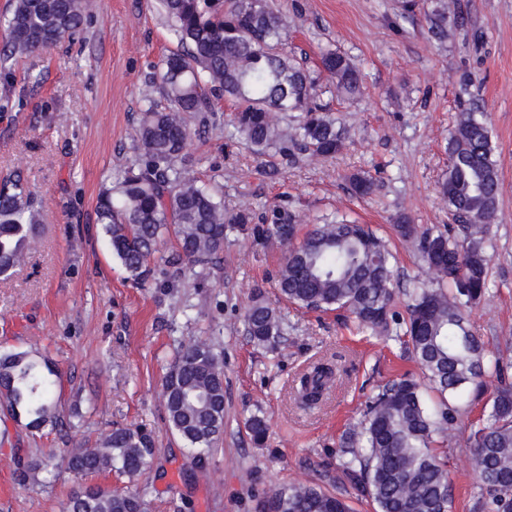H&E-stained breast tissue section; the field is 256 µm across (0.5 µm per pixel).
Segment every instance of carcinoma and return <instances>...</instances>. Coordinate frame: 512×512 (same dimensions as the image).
<instances>
[{"mask_svg":"<svg viewBox=\"0 0 512 512\" xmlns=\"http://www.w3.org/2000/svg\"><path fill=\"white\" fill-rule=\"evenodd\" d=\"M176 48L162 60L157 104L148 106L138 127V156L106 188L96 205L112 256L136 285L148 282L157 257L178 279L196 278L215 265L230 232L256 243L286 247L276 278L282 298L315 312L344 310L358 330L385 336L418 364L424 381L408 374L385 383L365 404L361 426L342 435L338 470L377 512H450L451 489L445 457L437 446L460 429L465 399L488 407L486 418L469 424L480 494L474 512H512V382L503 358L490 353L469 328L466 311L490 290L487 242L499 214L500 172L487 114L471 94L448 131V169L439 193L454 223L421 228L406 217L396 236L420 255L428 274L423 287L395 288L393 254L369 225L340 211L298 237V215L285 206L260 215L229 212L223 193L193 174L187 146L212 124L215 100L234 105L233 128L259 158L285 164L333 157L345 146L343 127L321 96L343 102L362 95L360 69L334 49L321 53L319 72H310L286 50L288 21L270 0H158ZM91 13V0H12L8 39L0 60L8 62L47 50L76 35ZM431 35L443 41L448 25L464 18L452 0H430L424 10ZM296 123L284 126L288 113ZM194 116L197 128L187 118ZM351 191L370 194L373 177H348ZM42 207L17 174L0 181V277L7 278L37 245ZM175 247L159 254L160 243ZM258 345H274L288 324L256 289L243 319ZM498 385L487 393L486 379ZM56 365L29 350L0 354V409L38 432L63 424L54 391ZM334 383V370L313 363L299 379V393L317 404ZM166 422L198 462L224 435V367L206 342L179 344L162 382ZM245 426L257 446L267 423L254 413ZM156 448L152 432L130 425L108 430L92 446L81 444L66 458L78 482L62 512H151L148 488L109 490L85 483L100 473L134 480L150 469ZM57 462L48 452L20 465L16 478L46 486ZM257 512H351L340 493L317 483L280 484L258 492Z\"/></svg>","mask_w":512,"mask_h":512,"instance_id":"1","label":"carcinoma"}]
</instances>
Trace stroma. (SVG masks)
Here are the masks:
<instances>
[{"label": "stroma", "instance_id": "stroma-1", "mask_svg": "<svg viewBox=\"0 0 512 512\" xmlns=\"http://www.w3.org/2000/svg\"><path fill=\"white\" fill-rule=\"evenodd\" d=\"M84 29L48 51L11 63L0 77V179L22 172L41 200L45 231L27 264L0 281V351L30 350L63 374L59 410L66 428L31 433L0 414V512H60L76 485L58 469L50 487L15 482L19 460L39 450L65 459L115 426L140 425L155 439L156 465L128 482L93 476L111 489L146 486L153 512H254L256 486L316 482L340 489L354 512H375L351 486L336 484V447L359 425L374 387L414 363L394 342L357 332L342 312L318 315L281 300L272 276L281 257L273 243L251 244L234 233L216 266L198 280L161 285L168 268L153 269L135 287L112 257L95 207L99 193L137 155L142 91L158 77L175 46L156 0H96ZM288 13V49L317 68L324 49L347 53L364 76V93L332 109L347 131L346 147L270 173L250 154L227 112L188 151L202 181L224 187L227 210L256 213L289 202L300 230L342 210L391 235L398 216L412 223H450L439 183L448 167V130L471 76L492 126L499 162V217L489 234L491 290L469 314L491 350L512 359V0H457L465 29L431 40L423 15L399 17V0H277ZM371 174L377 188L360 198L347 178ZM286 314L288 330L272 347L255 344L243 315L254 285ZM210 342L224 365V436L204 467L168 429L162 380L177 343ZM345 358L330 399L305 411L293 386L306 365L334 354ZM261 413L269 426L264 447L253 445L246 418ZM466 431L444 447L452 479L451 512H473L479 493Z\"/></svg>", "mask_w": 512, "mask_h": 512}]
</instances>
